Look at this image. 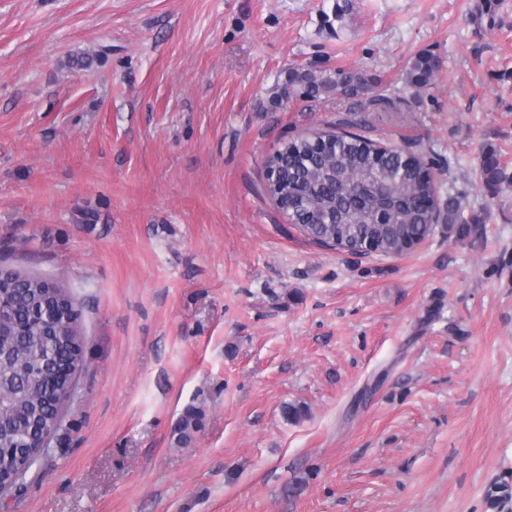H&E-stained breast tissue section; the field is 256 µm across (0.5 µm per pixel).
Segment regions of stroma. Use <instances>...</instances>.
I'll return each mask as SVG.
<instances>
[{
    "mask_svg": "<svg viewBox=\"0 0 512 512\" xmlns=\"http://www.w3.org/2000/svg\"><path fill=\"white\" fill-rule=\"evenodd\" d=\"M292 68L366 71L381 103H273ZM352 114L472 233L355 256L290 224L266 159ZM488 148L512 176V0H0V267L69 285L87 356L5 512H490L512 179L486 188ZM436 69V60L428 54L420 53L407 66L405 81L413 88L425 87L428 85ZM202 412L193 406L187 407L176 426L177 443L186 445L191 442L193 434L201 429Z\"/></svg>",
    "mask_w": 512,
    "mask_h": 512,
    "instance_id": "1",
    "label": "stroma"
}]
</instances>
